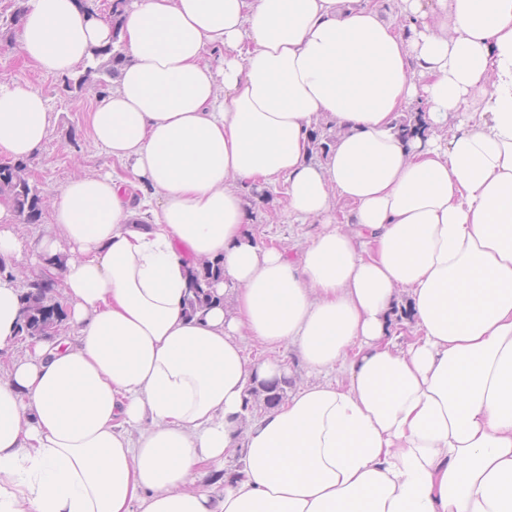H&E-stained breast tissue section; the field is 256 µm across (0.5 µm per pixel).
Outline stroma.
Wrapping results in <instances>:
<instances>
[{
	"mask_svg": "<svg viewBox=\"0 0 512 512\" xmlns=\"http://www.w3.org/2000/svg\"><path fill=\"white\" fill-rule=\"evenodd\" d=\"M16 8L17 0H0V82L27 85L49 101L53 132L44 148L25 161L32 182L49 200L71 179L112 169V160L94 143L89 126V113L108 88L94 76L82 88L71 89L64 76L46 75L28 64L19 51L20 27L4 23ZM249 199V227L258 241L292 247L319 230L315 224L289 223L283 183L269 185Z\"/></svg>",
	"mask_w": 512,
	"mask_h": 512,
	"instance_id": "35a3bbf8",
	"label": "stroma"
}]
</instances>
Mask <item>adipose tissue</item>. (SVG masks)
I'll return each instance as SVG.
<instances>
[{
  "label": "adipose tissue",
  "instance_id": "1",
  "mask_svg": "<svg viewBox=\"0 0 512 512\" xmlns=\"http://www.w3.org/2000/svg\"><path fill=\"white\" fill-rule=\"evenodd\" d=\"M120 21L28 0L45 74L123 42L90 113L121 171L70 180L31 253L0 200V258L58 283L69 327L16 354L0 276V512H512V0H128ZM53 124L0 84V154ZM278 180L321 226L293 253L247 228L246 189ZM218 258L221 304L188 314ZM249 338L310 380L247 421L285 373ZM287 355L285 365L287 372L289 366L293 381L288 377L283 376L282 379L261 381L257 385L253 386L249 391L250 397L246 400L247 409L251 410L252 417L259 415L263 410H265V408L274 407L282 403L287 397V391L289 388H291L289 391H292L308 380L305 375V369L297 358L295 352H288ZM252 401L253 404L251 405ZM262 404L265 408L261 406ZM257 405L261 407H255Z\"/></svg>",
  "mask_w": 512,
  "mask_h": 512
}]
</instances>
